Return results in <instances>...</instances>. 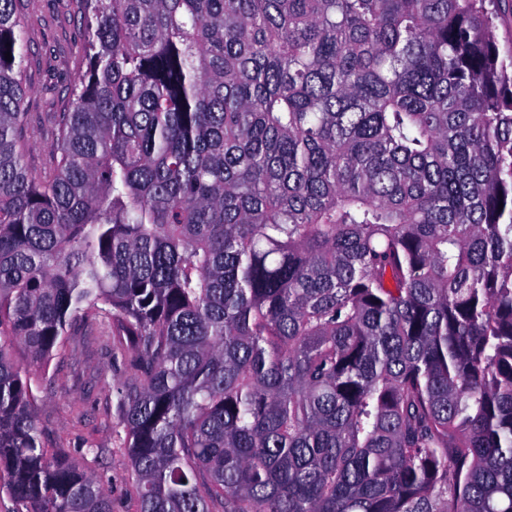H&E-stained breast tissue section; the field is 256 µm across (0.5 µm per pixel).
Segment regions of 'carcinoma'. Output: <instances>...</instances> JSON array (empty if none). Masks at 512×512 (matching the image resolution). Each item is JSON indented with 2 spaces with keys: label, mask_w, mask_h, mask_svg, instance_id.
Masks as SVG:
<instances>
[{
  "label": "carcinoma",
  "mask_w": 512,
  "mask_h": 512,
  "mask_svg": "<svg viewBox=\"0 0 512 512\" xmlns=\"http://www.w3.org/2000/svg\"><path fill=\"white\" fill-rule=\"evenodd\" d=\"M0 0V491L112 512L31 366L130 369L136 512H512V52L498 0H83L29 173ZM10 53L12 60L5 58ZM509 1V6L506 2L495 20L494 35L501 53L512 47V0Z\"/></svg>",
  "instance_id": "carcinoma-1"
}]
</instances>
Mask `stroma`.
<instances>
[{"mask_svg": "<svg viewBox=\"0 0 512 512\" xmlns=\"http://www.w3.org/2000/svg\"><path fill=\"white\" fill-rule=\"evenodd\" d=\"M79 0H24L21 25L26 43L23 81L29 90L24 123L31 146L25 162L34 176L49 173V146L60 115L72 107L69 86L85 69V29ZM105 348L72 332L66 347L35 367L40 386L37 424L45 445L81 458L95 445H112L96 470L112 497L113 512H135L128 459L120 446L121 411L103 381L123 373Z\"/></svg>", "mask_w": 512, "mask_h": 512, "instance_id": "obj_1", "label": "stroma"}]
</instances>
